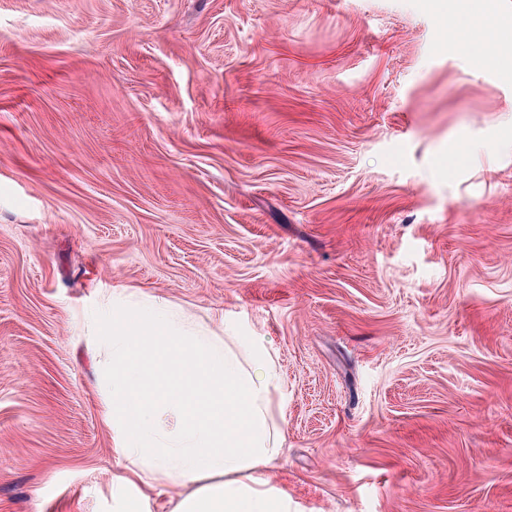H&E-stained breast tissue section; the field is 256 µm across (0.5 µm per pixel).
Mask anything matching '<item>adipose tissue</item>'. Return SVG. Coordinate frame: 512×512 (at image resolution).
<instances>
[{
    "mask_svg": "<svg viewBox=\"0 0 512 512\" xmlns=\"http://www.w3.org/2000/svg\"><path fill=\"white\" fill-rule=\"evenodd\" d=\"M101 303L90 331L117 488L144 499L180 488L171 512H293L285 491L253 476L285 440L270 349L219 335L157 296Z\"/></svg>",
    "mask_w": 512,
    "mask_h": 512,
    "instance_id": "adipose-tissue-1",
    "label": "adipose tissue"
}]
</instances>
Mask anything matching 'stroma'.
I'll use <instances>...</instances> for the list:
<instances>
[{
  "label": "stroma",
  "instance_id": "obj_1",
  "mask_svg": "<svg viewBox=\"0 0 512 512\" xmlns=\"http://www.w3.org/2000/svg\"><path fill=\"white\" fill-rule=\"evenodd\" d=\"M461 8L0 0V512H135L115 288L271 348L298 512H512V47Z\"/></svg>",
  "mask_w": 512,
  "mask_h": 512
}]
</instances>
